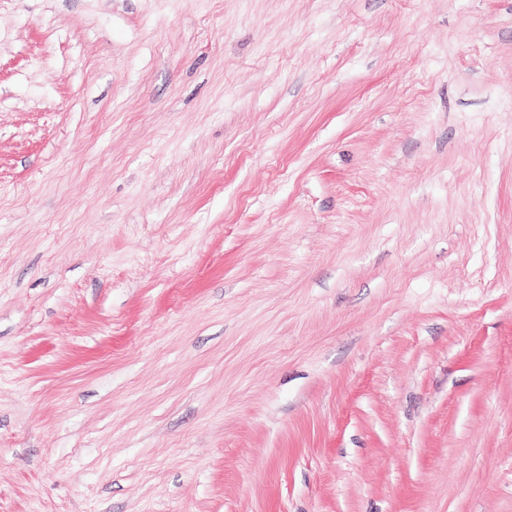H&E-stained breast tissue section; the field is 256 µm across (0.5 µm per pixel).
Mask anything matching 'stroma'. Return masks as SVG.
Here are the masks:
<instances>
[{"mask_svg": "<svg viewBox=\"0 0 512 512\" xmlns=\"http://www.w3.org/2000/svg\"><path fill=\"white\" fill-rule=\"evenodd\" d=\"M0 512H512V0H0Z\"/></svg>", "mask_w": 512, "mask_h": 512, "instance_id": "35a3bbf8", "label": "stroma"}]
</instances>
